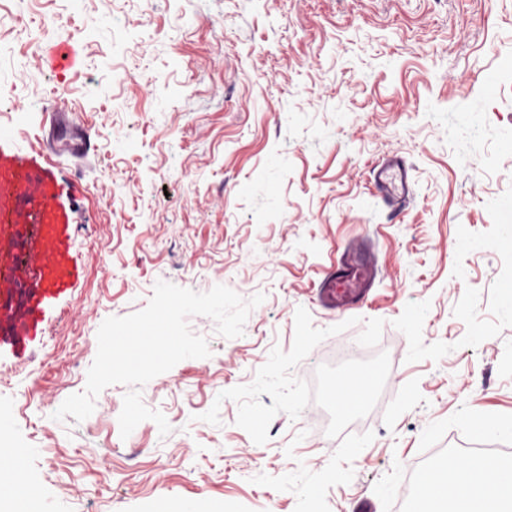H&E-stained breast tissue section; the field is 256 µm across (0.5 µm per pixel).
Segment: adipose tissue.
<instances>
[{
	"label": "adipose tissue",
	"instance_id": "obj_1",
	"mask_svg": "<svg viewBox=\"0 0 512 512\" xmlns=\"http://www.w3.org/2000/svg\"><path fill=\"white\" fill-rule=\"evenodd\" d=\"M414 512H512V466L484 457L449 459L415 495Z\"/></svg>",
	"mask_w": 512,
	"mask_h": 512
}]
</instances>
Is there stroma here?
<instances>
[{"mask_svg":"<svg viewBox=\"0 0 512 512\" xmlns=\"http://www.w3.org/2000/svg\"><path fill=\"white\" fill-rule=\"evenodd\" d=\"M0 25V186L14 248L43 276L0 290V442L20 451L44 512H408L452 456L512 463V0H14ZM80 62L47 68L45 49ZM493 79V94L483 90ZM92 148L65 150L75 136ZM404 158L413 202L392 215L371 168ZM37 186L50 237L32 232ZM362 245L378 275L358 308L318 299L332 258ZM263 293L242 336L188 320L210 357L141 389L172 431L121 437L127 385L83 421L53 415L84 390L97 331L144 309L158 281ZM344 324L293 370L313 382L346 345L390 357L375 408L336 438L327 412L277 414L266 444L217 395L290 350L297 308ZM220 425L201 421L212 405Z\"/></svg>","mask_w":512,"mask_h":512,"instance_id":"stroma-1","label":"stroma"}]
</instances>
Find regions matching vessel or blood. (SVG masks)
Listing matches in <instances>:
<instances>
[{"mask_svg":"<svg viewBox=\"0 0 512 512\" xmlns=\"http://www.w3.org/2000/svg\"><path fill=\"white\" fill-rule=\"evenodd\" d=\"M373 186L377 196L386 206L398 210L413 197L409 168L397 156L391 157L372 170ZM49 257L46 252H33L0 266V288L18 284L21 275L40 274L46 269ZM377 275L375 260L360 248L345 249L329 268L321 281L319 297L330 308L347 311L362 301L372 288Z\"/></svg>","mask_w":512,"mask_h":512,"instance_id":"1","label":"vessel or blood"}]
</instances>
